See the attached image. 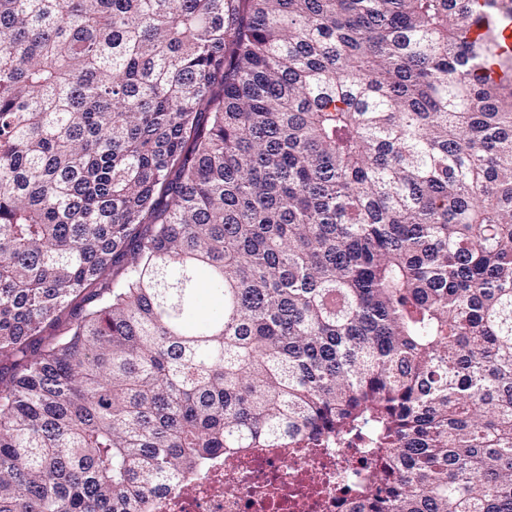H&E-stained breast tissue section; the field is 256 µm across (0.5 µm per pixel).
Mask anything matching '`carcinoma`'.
I'll return each instance as SVG.
<instances>
[{"instance_id":"1","label":"carcinoma","mask_w":512,"mask_h":512,"mask_svg":"<svg viewBox=\"0 0 512 512\" xmlns=\"http://www.w3.org/2000/svg\"><path fill=\"white\" fill-rule=\"evenodd\" d=\"M483 12L512 0H0V512L352 436L349 512H512Z\"/></svg>"}]
</instances>
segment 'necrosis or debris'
<instances>
[{
	"mask_svg": "<svg viewBox=\"0 0 512 512\" xmlns=\"http://www.w3.org/2000/svg\"><path fill=\"white\" fill-rule=\"evenodd\" d=\"M369 465L355 442L252 448L225 456L182 490L157 494L152 512H348L352 479Z\"/></svg>",
	"mask_w": 512,
	"mask_h": 512,
	"instance_id": "4bbe7bcc",
	"label": "necrosis or debris"
}]
</instances>
